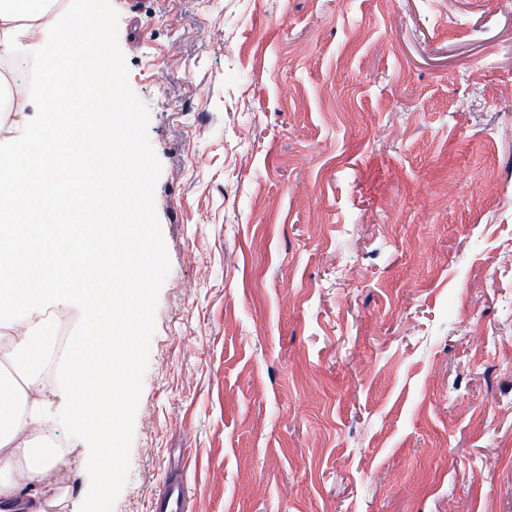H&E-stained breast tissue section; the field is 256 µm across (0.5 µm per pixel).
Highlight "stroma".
Wrapping results in <instances>:
<instances>
[{"instance_id": "stroma-1", "label": "stroma", "mask_w": 512, "mask_h": 512, "mask_svg": "<svg viewBox=\"0 0 512 512\" xmlns=\"http://www.w3.org/2000/svg\"><path fill=\"white\" fill-rule=\"evenodd\" d=\"M111 4L170 262L113 512H512V0ZM152 512H188V502L182 484L167 478L151 502Z\"/></svg>"}]
</instances>
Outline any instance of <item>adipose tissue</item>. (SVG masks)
Masks as SVG:
<instances>
[{
  "instance_id": "ef3b65f1",
  "label": "adipose tissue",
  "mask_w": 512,
  "mask_h": 512,
  "mask_svg": "<svg viewBox=\"0 0 512 512\" xmlns=\"http://www.w3.org/2000/svg\"><path fill=\"white\" fill-rule=\"evenodd\" d=\"M51 6L52 0H0V52L17 57L26 50L27 38L44 34L42 19ZM43 86L55 99L69 101L76 95L92 99L100 114L99 129H111V102L122 93L119 73L99 81L86 55L64 46L61 57L45 67ZM61 144L84 147L85 129H72L65 119L53 132L31 134L0 151L1 209L13 210L21 183L36 177L57 182V174L40 171L37 161L47 149ZM21 244L30 254L41 252L38 235L22 234L17 224L0 225V307L15 313L12 320H0V344L11 347L14 355L27 361L17 379L10 385H0V500L5 502L13 500L22 488L36 484L54 454L39 432L42 386L38 374L51 346L50 326L27 280L16 275L9 262Z\"/></svg>"
}]
</instances>
